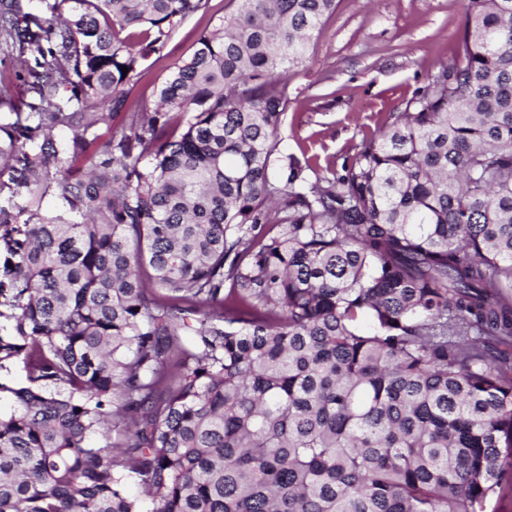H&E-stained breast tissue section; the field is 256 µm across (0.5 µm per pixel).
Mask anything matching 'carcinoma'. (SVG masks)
I'll return each instance as SVG.
<instances>
[{
    "label": "carcinoma",
    "instance_id": "cac0c4a2",
    "mask_svg": "<svg viewBox=\"0 0 512 512\" xmlns=\"http://www.w3.org/2000/svg\"><path fill=\"white\" fill-rule=\"evenodd\" d=\"M0 0V512H486L512 490V0L342 172L281 155L336 0ZM127 67L122 74L121 67ZM56 194L59 210L42 204ZM239 6L237 0H209L206 8L187 16L173 32L163 57L148 62L150 67L132 88L128 104L152 109L156 101V90L165 81L176 60L192 51L197 36L203 30L218 25L225 16L236 13ZM21 63L12 53L11 48L0 43V89L7 90L8 96L14 102V109L0 108V123L13 122L15 115L12 112H29L27 103L32 102L31 93L24 85L27 75L21 71ZM20 73L21 78L17 76Z\"/></svg>",
    "mask_w": 512,
    "mask_h": 512
}]
</instances>
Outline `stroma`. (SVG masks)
<instances>
[{"instance_id": "stroma-1", "label": "stroma", "mask_w": 512, "mask_h": 512, "mask_svg": "<svg viewBox=\"0 0 512 512\" xmlns=\"http://www.w3.org/2000/svg\"><path fill=\"white\" fill-rule=\"evenodd\" d=\"M238 8L237 0H208L187 16L132 88L129 104L154 106L176 60ZM463 19V0H336L313 34L305 65L290 73L294 100L280 132L281 154L311 159L322 173L341 169L390 112L451 61ZM20 71L15 53L0 47V89L14 102L13 109L0 108V123L27 112L32 100Z\"/></svg>"}]
</instances>
